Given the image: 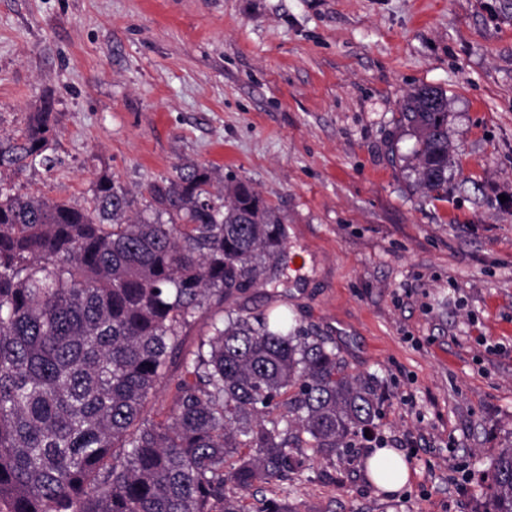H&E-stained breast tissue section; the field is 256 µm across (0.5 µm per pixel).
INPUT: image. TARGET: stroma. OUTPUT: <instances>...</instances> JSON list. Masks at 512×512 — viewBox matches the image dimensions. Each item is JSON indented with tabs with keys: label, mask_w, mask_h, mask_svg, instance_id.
<instances>
[{
	"label": "stroma",
	"mask_w": 512,
	"mask_h": 512,
	"mask_svg": "<svg viewBox=\"0 0 512 512\" xmlns=\"http://www.w3.org/2000/svg\"><path fill=\"white\" fill-rule=\"evenodd\" d=\"M448 97V192L417 180L401 104ZM39 164L0 187L91 200L211 171L280 216L268 283L212 320L272 307L385 392L370 438L263 494L298 512H483L512 446V0H0V133L44 101ZM304 260L290 266L291 256ZM396 449L395 496L365 457ZM365 467L369 481L387 494L399 492L411 479V471L404 457L385 446L375 448Z\"/></svg>",
	"instance_id": "35a3bbf8"
}]
</instances>
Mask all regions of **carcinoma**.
<instances>
[{
  "mask_svg": "<svg viewBox=\"0 0 512 512\" xmlns=\"http://www.w3.org/2000/svg\"><path fill=\"white\" fill-rule=\"evenodd\" d=\"M52 104L0 136L4 169L45 155ZM418 181L448 189V99L401 108ZM199 165L137 197L100 179L92 205L0 190V512H247L238 492L330 458L384 394L321 336L271 313L185 331L234 291L267 284L282 223L244 182L213 198ZM180 373H171V365ZM167 389L173 405L149 417ZM488 512H512V447L491 465ZM254 512H293L256 500Z\"/></svg>",
  "mask_w": 512,
  "mask_h": 512,
  "instance_id": "carcinoma-1",
  "label": "carcinoma"
}]
</instances>
